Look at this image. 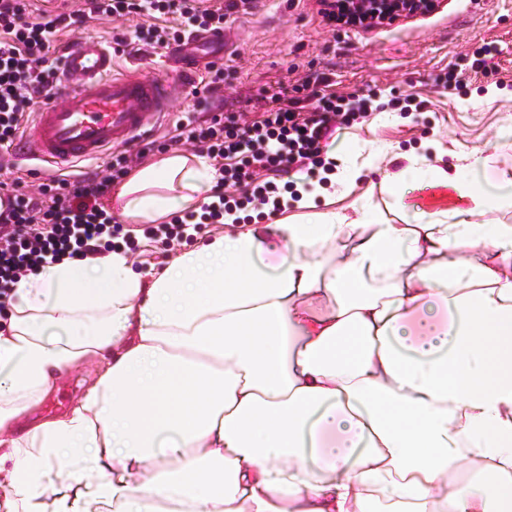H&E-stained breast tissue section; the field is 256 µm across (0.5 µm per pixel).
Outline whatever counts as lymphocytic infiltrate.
Instances as JSON below:
<instances>
[{
	"label": "lymphocytic infiltrate",
	"instance_id": "lymphocytic-infiltrate-1",
	"mask_svg": "<svg viewBox=\"0 0 512 512\" xmlns=\"http://www.w3.org/2000/svg\"><path fill=\"white\" fill-rule=\"evenodd\" d=\"M224 0H82L77 11L36 8L32 0H0V192L14 199L10 213L0 214V310L12 286L28 272L61 256L86 257L113 234L115 217L107 200L115 183L128 174L136 154L112 156L93 172L51 173L27 184L13 176L9 159L21 134L24 117L57 97L61 65L60 35L104 18L120 22L130 15L153 17L152 25L136 29L135 38L166 49L197 32L223 28ZM267 106L252 125L240 126L233 114L182 126L185 140L212 160L221 184L245 185L240 196H220L203 205L202 218L221 223L227 212L275 203L280 191L271 181L253 182L259 171L314 176L337 126L367 117L373 99L348 97L311 89L304 100L289 97L286 87L266 90Z\"/></svg>",
	"mask_w": 512,
	"mask_h": 512
}]
</instances>
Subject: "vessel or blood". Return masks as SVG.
<instances>
[{
	"mask_svg": "<svg viewBox=\"0 0 512 512\" xmlns=\"http://www.w3.org/2000/svg\"><path fill=\"white\" fill-rule=\"evenodd\" d=\"M223 55V33H197L168 49L170 74L118 75L110 45L76 36L62 57L58 102L35 112L17 151L61 169L100 159L107 150L146 134L168 115L181 84L194 81Z\"/></svg>",
	"mask_w": 512,
	"mask_h": 512,
	"instance_id": "1",
	"label": "vessel or blood"
}]
</instances>
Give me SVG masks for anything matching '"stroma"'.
<instances>
[{
    "instance_id": "obj_1",
    "label": "stroma",
    "mask_w": 512,
    "mask_h": 512,
    "mask_svg": "<svg viewBox=\"0 0 512 512\" xmlns=\"http://www.w3.org/2000/svg\"><path fill=\"white\" fill-rule=\"evenodd\" d=\"M146 22L134 15L117 30L111 21L97 20L82 32L113 45L117 73L136 66L145 75L167 74L165 51L116 43L117 32ZM226 25L231 38L223 84L202 105L178 92L170 120L152 128L150 139L169 141L178 125L222 112L255 119L265 108L264 89L316 86L326 78L339 95L374 93L377 109L331 137L330 152L347 148L362 174L350 193L315 197V211L335 210L353 221L362 207L386 208L383 177L415 163L425 170L450 169L487 157L494 168L512 170V0H439L432 12L365 30L325 24L316 0H245ZM486 44L493 48V77L470 71L452 90L435 83L436 73L461 65ZM406 92L425 101L427 111L391 106L392 98ZM122 232L134 270L162 263L171 251L145 225L126 223ZM90 377V367L74 368L41 402L38 416L64 414Z\"/></svg>"
}]
</instances>
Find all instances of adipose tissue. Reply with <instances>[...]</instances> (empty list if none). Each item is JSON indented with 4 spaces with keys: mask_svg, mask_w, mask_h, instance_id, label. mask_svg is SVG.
<instances>
[{
    "mask_svg": "<svg viewBox=\"0 0 512 512\" xmlns=\"http://www.w3.org/2000/svg\"><path fill=\"white\" fill-rule=\"evenodd\" d=\"M488 160L431 170L456 206L336 211L226 232L134 272L115 250L17 282L0 327V512H512V224L476 222ZM216 171L173 153L121 213L198 207ZM97 369L64 415L58 379Z\"/></svg>",
    "mask_w": 512,
    "mask_h": 512,
    "instance_id": "1",
    "label": "adipose tissue"
}]
</instances>
